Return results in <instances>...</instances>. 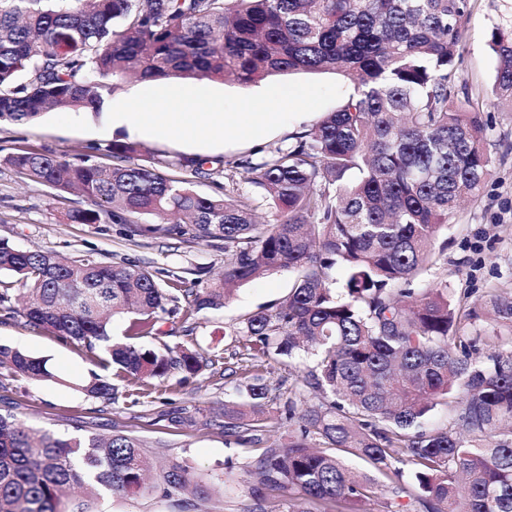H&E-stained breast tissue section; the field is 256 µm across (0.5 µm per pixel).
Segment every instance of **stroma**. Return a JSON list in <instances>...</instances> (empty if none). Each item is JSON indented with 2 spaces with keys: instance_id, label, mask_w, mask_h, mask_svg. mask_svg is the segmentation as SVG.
Wrapping results in <instances>:
<instances>
[{
  "instance_id": "1",
  "label": "stroma",
  "mask_w": 512,
  "mask_h": 512,
  "mask_svg": "<svg viewBox=\"0 0 512 512\" xmlns=\"http://www.w3.org/2000/svg\"><path fill=\"white\" fill-rule=\"evenodd\" d=\"M472 19L459 49L462 63L457 72L472 100L482 105L483 144L492 159V173L478 197L464 202L443 232L448 246L438 278L446 282L450 295L481 298L485 289H512V104L493 91L497 67L487 46L491 26L512 13V0H471ZM108 113L94 115L73 110H51L35 123H0V240L20 249L52 251L76 258L90 256L109 264H136L150 270L159 283L189 278L202 268L209 274L224 269V242L195 240L161 232H150L154 220L131 216L129 223L75 224L68 215L86 207L77 193H60L27 180L3 164V157L20 151L52 154L72 162L89 160L112 165L111 155L101 145L127 140L125 131H109ZM296 124L283 126L258 139L217 147L176 143L150 135L137 136L136 162L167 170L183 177L173 160L209 158L208 174L194 177L192 188L202 195L224 189V164L268 150L295 133ZM293 285L285 271L264 274L238 287L223 308L204 310L190 317L167 316L157 335L142 338V345L159 348L182 346L219 355L220 361L204 376L177 385L175 378L156 382L151 402L130 406L126 399L104 404L87 399L77 385L97 366L72 344L50 331L29 325L20 314L18 299L0 307V345L18 348L48 360L49 380L0 378V410H11L28 429L81 436L96 433H131L146 443L148 454L160 461L177 460L192 474L210 481L214 492L197 502L189 512H254L255 504L245 484L246 471L254 456L265 448L287 443L296 428L284 415L292 390L305 374L304 368L262 358L254 371L268 387L266 410L269 428L260 443L243 449L227 442L219 423L224 404L245 400L243 376L224 377L225 366L236 365L243 351L232 331L247 314L285 299ZM198 410L209 425L171 431L156 425L160 412L173 409Z\"/></svg>"
}]
</instances>
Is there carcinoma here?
<instances>
[{
  "label": "carcinoma",
  "mask_w": 512,
  "mask_h": 512,
  "mask_svg": "<svg viewBox=\"0 0 512 512\" xmlns=\"http://www.w3.org/2000/svg\"><path fill=\"white\" fill-rule=\"evenodd\" d=\"M470 16V0H0V122L30 123L49 109L100 113L131 75L248 86L333 70L354 86L293 141L229 163L268 193V222L233 188L201 195L187 179L134 162L129 142L94 147L120 160L109 168L26 150L3 158L31 181L85 193L91 206L72 211L73 223L148 214L160 220L150 232L222 239L233 256L219 281L183 290L135 264L64 261L0 241V273L25 292L26 321L112 368L78 389L110 403L125 382L136 405L152 393L147 378L199 375L214 358L137 340L179 311L181 292L191 297L189 315L224 307L262 271H287L295 277L288 299L232 331L253 359L314 362L285 408L297 434L254 460L251 497L275 488L292 492L280 512L339 508L371 495L374 471L408 499L407 512H512V300L488 289L479 305L492 329L464 335L460 324L475 308L457 306L433 274L458 201L478 195L491 175L481 112L454 108ZM489 47L498 61L493 92L512 103V15L493 26ZM207 164L173 162L193 175ZM116 316L130 318L123 340L110 333ZM47 363L0 346V367L14 378L50 379ZM246 391V406L224 405V433L244 447L268 422L261 378ZM309 392L319 402L308 403ZM438 406L454 407L455 427L431 423ZM160 420L180 429L196 415ZM151 467L136 435H36L0 413V512H93L105 492L168 499L191 484L207 498L204 480L183 465L149 482ZM74 488L85 500L71 506Z\"/></svg>",
  "instance_id": "carcinoma-1"
}]
</instances>
